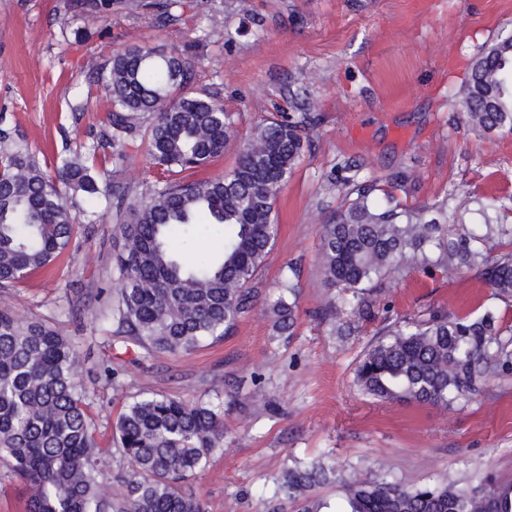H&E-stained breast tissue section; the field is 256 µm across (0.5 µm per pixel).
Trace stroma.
Here are the masks:
<instances>
[{
  "instance_id": "1",
  "label": "stroma",
  "mask_w": 512,
  "mask_h": 512,
  "mask_svg": "<svg viewBox=\"0 0 512 512\" xmlns=\"http://www.w3.org/2000/svg\"><path fill=\"white\" fill-rule=\"evenodd\" d=\"M510 31L512 0H187L166 25L146 11L92 15L72 0H0V127L16 129L48 166L92 145L109 110L87 61L133 41L191 59L192 91L217 93L234 113V139L206 175L230 169L268 118L315 119L310 146L277 195L279 232L253 283L255 308L223 340L150 355L113 337L98 314L119 277L120 223L95 200L82 203L95 222L69 254L0 288V309L20 322L56 316L75 343L111 487L128 467L112 441L115 423L153 393L224 404V445L190 484L206 512H300V502L274 492L288 467L314 459L406 487L450 476L512 479V372L446 408L382 401L355 383L363 353L386 327L488 309L512 327V298L494 296L475 270L411 267L373 289L370 318L342 308L326 317L320 262L322 226L344 199L329 180L346 170L407 209L447 201L452 232L484 233L479 202L512 196V134L473 129L458 101L472 58ZM95 163L134 198L155 180L141 140ZM286 276L298 319L281 336L266 303ZM340 327L347 335H337ZM108 366L117 370L112 383H95Z\"/></svg>"
}]
</instances>
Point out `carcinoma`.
Masks as SVG:
<instances>
[{"label": "carcinoma", "mask_w": 512, "mask_h": 512, "mask_svg": "<svg viewBox=\"0 0 512 512\" xmlns=\"http://www.w3.org/2000/svg\"><path fill=\"white\" fill-rule=\"evenodd\" d=\"M180 5L125 2L127 10L150 8L162 21ZM74 6L88 14L110 12L112 0H74ZM90 69L106 74L111 103L92 153L143 137L160 174L143 201L128 198L124 187L112 190L123 221L120 278L104 317L115 326L113 336L149 352L189 353L208 338H223L253 311L251 284L275 243L276 197L304 152L306 124L270 118L224 174L177 179L224 155L234 114L217 96L187 90L191 62L181 55L133 44L91 61ZM460 106L481 131L512 133L511 32L473 59ZM334 182L351 199L322 227V267L335 290L327 310L343 302L366 319L379 279L398 267L431 262L475 265L495 295L512 296V252L491 262L481 236H443L447 202L409 211L392 195L376 201L372 185L348 177ZM99 194V172L88 156L64 158L51 173L22 137L0 128V287L55 264L73 241L80 200ZM204 223L223 227L224 241L208 255H192L190 241ZM297 308L294 286L285 279L269 307L277 331L293 332ZM76 363L74 345L53 318L20 323L0 310V457L9 476L29 488L26 512H205L184 483L223 447V403L151 395L129 404L115 426L129 468L124 491L112 496ZM507 371L512 337H505L492 311L478 317L432 313L376 341L359 362L356 381L376 398L446 407ZM331 479L343 492L342 512H512V480L461 486L450 479L406 488L334 460L288 468L278 491L297 500Z\"/></svg>", "instance_id": "1"}]
</instances>
